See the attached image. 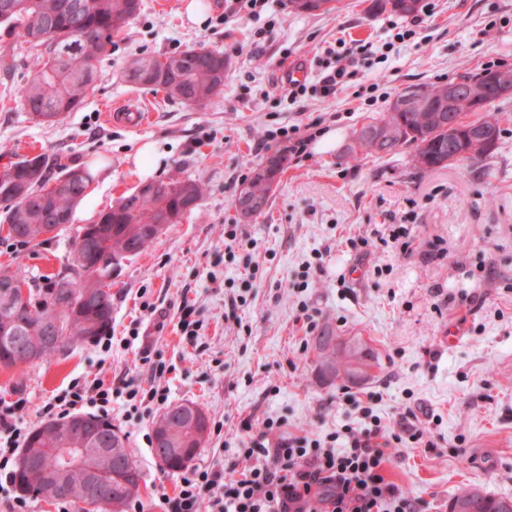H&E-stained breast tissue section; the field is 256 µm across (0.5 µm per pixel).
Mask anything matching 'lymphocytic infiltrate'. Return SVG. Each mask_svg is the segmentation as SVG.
<instances>
[{"instance_id": "lymphocytic-infiltrate-1", "label": "lymphocytic infiltrate", "mask_w": 512, "mask_h": 512, "mask_svg": "<svg viewBox=\"0 0 512 512\" xmlns=\"http://www.w3.org/2000/svg\"><path fill=\"white\" fill-rule=\"evenodd\" d=\"M116 397L134 409L168 400L164 389L143 388L133 377L116 387L95 379L74 382L57 397L56 407L65 415L89 405L106 416ZM379 398L376 391L349 396L365 426L340 429L323 441L292 435L272 440L267 432H256L239 451L249 467L230 478L212 464L187 468L176 493H160L158 505L162 512H427L426 501L410 496L385 475L391 463L387 450L399 436L375 415ZM24 405L20 399L0 409V487L13 480L25 434L11 417Z\"/></svg>"}]
</instances>
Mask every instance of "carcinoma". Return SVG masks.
Masks as SVG:
<instances>
[{"label":"carcinoma","instance_id":"carcinoma-1","mask_svg":"<svg viewBox=\"0 0 512 512\" xmlns=\"http://www.w3.org/2000/svg\"><path fill=\"white\" fill-rule=\"evenodd\" d=\"M368 12L373 15L389 13L407 17L412 11L403 7L404 0H369ZM141 0H0V30L23 38L30 48L41 49L33 61V76L22 97L25 111L41 118L45 123H59L70 112L78 111L94 93L98 74L95 63L112 45V37L121 32L140 11ZM124 81L151 92L162 91L165 97L190 108H203L224 89V54L204 48H189L173 55H136L123 72ZM440 86L413 90L402 97H419L424 100L426 111L411 112L404 122L414 134L400 145L389 150L394 154L405 148L412 158L422 156L427 164L440 169L448 167V130L430 127L423 130V118L442 110L465 119L469 115L467 105L459 100L450 105L436 96ZM277 157L267 158L268 166L255 169L246 184L251 195L260 201L256 213L267 207L273 191L272 181L281 169L275 163ZM194 185L197 200H202L206 187L199 178H192L178 170L167 180L147 184L140 191L123 196L114 207L100 215L96 224L97 239L89 244L74 241V261L80 281L63 277L47 276L45 284H29L22 270H0V291L3 287L22 282L28 285L31 298L53 308L61 324V333L50 338L40 350L38 360L52 358L66 349L94 341L112 327V295L102 290V285L85 278L91 268L106 265L121 257L129 247L143 253L152 247L159 236L153 231L156 224H177L187 214L181 194L182 184ZM91 176L83 168L73 167L52 178L47 172L46 157L42 154L26 156L0 168V210L5 224L18 232L17 240L24 244L41 245L46 227L64 230L71 223L73 212L87 196ZM90 291L99 295L98 300L84 306L80 313L73 307L79 293ZM14 321L13 336L0 335V364L5 367H23L30 364L16 356L18 344L30 335V329L38 318L28 313H3ZM336 353L326 355V367L331 371L350 373L352 359L366 362L368 353L363 348L348 349L345 361L338 362ZM191 403L174 404L166 408L153 422L152 438L167 439L171 448H196L199 442H208L210 423L203 416L193 422ZM97 424L105 427L118 443L127 468L112 476L103 472L102 482L112 487V496L122 506L139 496L142 480L139 465L133 459L127 440L112 420L96 417ZM53 432L35 428L26 437L24 448H45L56 442L66 421H55ZM203 433V440L197 433ZM66 490L63 498L72 502L82 497L86 474L83 470H71L65 474ZM15 486L29 495L41 486V473L27 468L18 459ZM504 497H496L479 488H463L450 499V512H500Z\"/></svg>","mask_w":512,"mask_h":512}]
</instances>
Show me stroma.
I'll use <instances>...</instances> for the list:
<instances>
[{
	"label": "stroma",
	"mask_w": 512,
	"mask_h": 512,
	"mask_svg": "<svg viewBox=\"0 0 512 512\" xmlns=\"http://www.w3.org/2000/svg\"><path fill=\"white\" fill-rule=\"evenodd\" d=\"M207 17L192 24L190 0H142L141 12L97 64V88L57 125L34 122L21 103L32 75L22 39L0 36L12 62L0 72V167L45 154L50 176L60 166L88 169L93 182L71 224L32 247L0 233V269L29 279L75 278L73 241L122 196L175 170L201 177L199 205L159 242L124 262L112 281V346L98 342L49 362L0 366V398L24 399L19 424L45 422L44 405L77 378L119 383L128 375L151 382L140 362L150 350L167 365L159 384L169 404L193 402L221 433L197 457L232 470L248 432L244 420L280 423L281 434L325 439L362 429L344 393L381 394L375 412L394 431L426 427L435 445L403 440L391 448L390 481L448 512L459 487L475 485L512 497V101L500 113L501 144L493 157L421 172L408 150L346 159L345 144L407 89L442 84L466 73L512 65V0H427L415 37L399 43L404 18L368 16V0H341L330 14L295 12L270 0L224 25V0H197ZM223 52L224 90L202 110L123 82L135 55H169L190 46ZM362 55L355 78L323 96L322 77L345 52ZM304 67L307 90L289 99L284 64ZM153 99L150 125L132 130L107 122L103 108L119 100ZM316 125L301 159L277 178L265 213L244 217L238 187L272 153L283 152L281 128ZM151 143L162 164L142 178L133 157ZM236 225L244 259L223 262L224 227ZM413 237L408 253L383 245L397 226ZM369 238L358 260L353 238ZM441 240L442 257L427 242ZM378 265L382 275L368 274ZM195 306L197 337L180 331L181 300ZM150 310H143V303ZM308 307L313 323L300 317ZM331 329L337 342L361 340L371 352L367 376L338 382L319 369L315 338ZM154 409L112 402L111 419L126 436L151 505L174 493L151 450Z\"/></svg>",
	"instance_id": "obj_1"
}]
</instances>
